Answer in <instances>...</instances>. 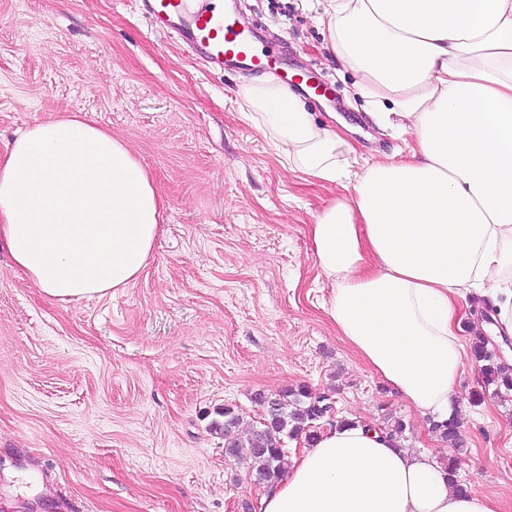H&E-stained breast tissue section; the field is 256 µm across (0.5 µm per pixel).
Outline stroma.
Segmentation results:
<instances>
[{
  "mask_svg": "<svg viewBox=\"0 0 512 512\" xmlns=\"http://www.w3.org/2000/svg\"><path fill=\"white\" fill-rule=\"evenodd\" d=\"M326 5L239 0L273 43L269 77L327 83L330 97L301 96L315 120L346 124L357 161L392 155L401 138L379 134L352 72L326 60ZM254 81L205 68L139 0H0V155L75 115L124 141L164 202L147 267L102 299L47 298L0 247V512H259L264 484L210 423L234 407L246 437L264 398L301 386L337 415L402 420L406 448L453 459L512 512V391L466 361L456 450L339 338L309 226L353 189L283 168L243 115Z\"/></svg>",
  "mask_w": 512,
  "mask_h": 512,
  "instance_id": "35a3bbf8",
  "label": "stroma"
}]
</instances>
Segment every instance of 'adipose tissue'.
<instances>
[{
    "mask_svg": "<svg viewBox=\"0 0 512 512\" xmlns=\"http://www.w3.org/2000/svg\"><path fill=\"white\" fill-rule=\"evenodd\" d=\"M330 59L358 76L398 157L353 169L352 144L267 79L247 117L284 168L352 182L314 218L324 306L340 338L422 416L453 411L464 366L460 301L494 299L512 339V0H329ZM163 202L123 141L78 117L34 125L0 156V242L59 301L103 298L145 269ZM261 512H502L450 485L438 461L361 418L334 421L292 457Z\"/></svg>",
    "mask_w": 512,
    "mask_h": 512,
    "instance_id": "1",
    "label": "adipose tissue"
}]
</instances>
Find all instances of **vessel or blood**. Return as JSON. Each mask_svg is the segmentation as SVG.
Segmentation results:
<instances>
[{"mask_svg": "<svg viewBox=\"0 0 512 512\" xmlns=\"http://www.w3.org/2000/svg\"><path fill=\"white\" fill-rule=\"evenodd\" d=\"M145 8L153 26L175 27L178 38L214 67L259 69L269 54L253 31L212 0H145Z\"/></svg>", "mask_w": 512, "mask_h": 512, "instance_id": "1", "label": "vessel or blood"}]
</instances>
